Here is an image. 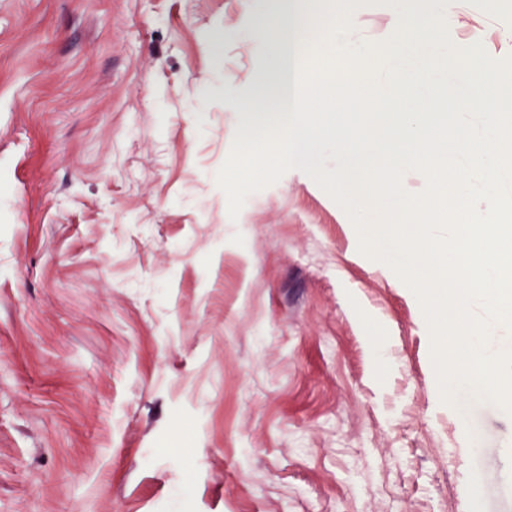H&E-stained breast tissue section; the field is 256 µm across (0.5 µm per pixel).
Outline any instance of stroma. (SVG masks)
Returning <instances> with one entry per match:
<instances>
[{"mask_svg": "<svg viewBox=\"0 0 512 512\" xmlns=\"http://www.w3.org/2000/svg\"><path fill=\"white\" fill-rule=\"evenodd\" d=\"M257 6L0 0V512H512V413L441 402L332 198L291 170L230 219ZM509 22L448 12L496 60Z\"/></svg>", "mask_w": 512, "mask_h": 512, "instance_id": "35a3bbf8", "label": "stroma"}]
</instances>
